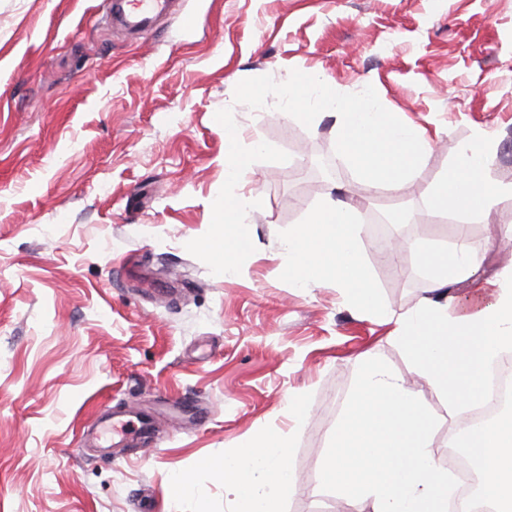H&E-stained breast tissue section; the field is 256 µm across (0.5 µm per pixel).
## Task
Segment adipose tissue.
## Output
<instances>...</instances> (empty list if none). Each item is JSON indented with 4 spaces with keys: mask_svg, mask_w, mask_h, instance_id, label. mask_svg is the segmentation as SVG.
Listing matches in <instances>:
<instances>
[{
    "mask_svg": "<svg viewBox=\"0 0 512 512\" xmlns=\"http://www.w3.org/2000/svg\"><path fill=\"white\" fill-rule=\"evenodd\" d=\"M224 183L230 194L219 197L214 209L225 226L223 237L212 243L223 254L225 275H233L246 244L244 220L254 196L234 193L251 153L237 146L233 130L224 132ZM493 145L486 138L464 143L452 168L432 195L435 209L459 214L465 224H489L502 191L488 179ZM360 227L354 210L326 196L310 218L281 239L278 257L295 288L307 291L333 283L345 303L377 317L395 321L394 339L408 353L418 373L449 411H464L486 398L488 366L512 351V264L502 267L480 284L486 299L460 308L454 284L471 279L482 262L466 234H459L451 251L428 252L422 267L429 288L417 304L395 313L381 303L368 268L359 253ZM464 446L483 464V491L500 512H512V417L471 433ZM293 439L280 431L257 430L238 450L225 454L224 488L232 497V512H280V502L297 480L290 466Z\"/></svg>",
    "mask_w": 512,
    "mask_h": 512,
    "instance_id": "ef3b65f1",
    "label": "adipose tissue"
}]
</instances>
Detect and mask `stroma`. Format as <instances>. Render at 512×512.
I'll use <instances>...</instances> for the list:
<instances>
[{"label": "stroma", "mask_w": 512, "mask_h": 512, "mask_svg": "<svg viewBox=\"0 0 512 512\" xmlns=\"http://www.w3.org/2000/svg\"><path fill=\"white\" fill-rule=\"evenodd\" d=\"M102 6L0 0V512H226L216 467L261 427L293 434L298 485L282 512H372L316 478L358 356L414 382L440 458L448 406L393 324L332 286L295 288L278 240L336 188L395 230L420 216L397 262L379 259L368 230L359 248L392 310L424 296L421 252L457 240V216L430 197L461 143L494 141L489 176L512 184V0H186L195 29L173 19L134 37L107 27ZM294 69L340 93L373 86L427 130L425 164L366 199L332 117L307 128L235 103L243 79ZM228 127L240 148L265 147L238 185L258 203L232 276L209 252ZM318 161L321 189L292 196ZM468 235L493 276L512 236L484 224ZM106 406L151 414L152 438L130 429L120 447H96ZM180 474L193 492L178 500Z\"/></svg>", "instance_id": "1"}]
</instances>
